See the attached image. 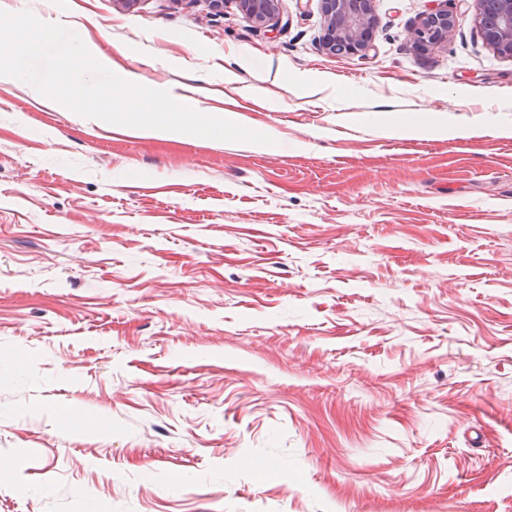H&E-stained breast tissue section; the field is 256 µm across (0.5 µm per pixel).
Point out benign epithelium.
<instances>
[{
  "instance_id": "obj_1",
  "label": "benign epithelium",
  "mask_w": 512,
  "mask_h": 512,
  "mask_svg": "<svg viewBox=\"0 0 512 512\" xmlns=\"http://www.w3.org/2000/svg\"><path fill=\"white\" fill-rule=\"evenodd\" d=\"M242 17L253 24L276 28L278 0H232ZM474 22L484 42L498 54L512 58V0H471ZM325 20L323 48L355 56L369 48L374 24L372 0H322ZM458 17L448 9L426 14L410 31L414 48L426 50L448 42Z\"/></svg>"
}]
</instances>
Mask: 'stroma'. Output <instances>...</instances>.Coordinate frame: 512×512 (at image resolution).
Listing matches in <instances>:
<instances>
[{"label":"stroma","mask_w":512,"mask_h":512,"mask_svg":"<svg viewBox=\"0 0 512 512\" xmlns=\"http://www.w3.org/2000/svg\"><path fill=\"white\" fill-rule=\"evenodd\" d=\"M437 6L373 0L345 56L321 0L273 31L0 0L279 137L117 133L0 77V512H512V58L463 0L413 49ZM458 17L452 11L437 9L426 14L410 31L409 40L414 48L426 50L447 43L457 26Z\"/></svg>","instance_id":"1"}]
</instances>
